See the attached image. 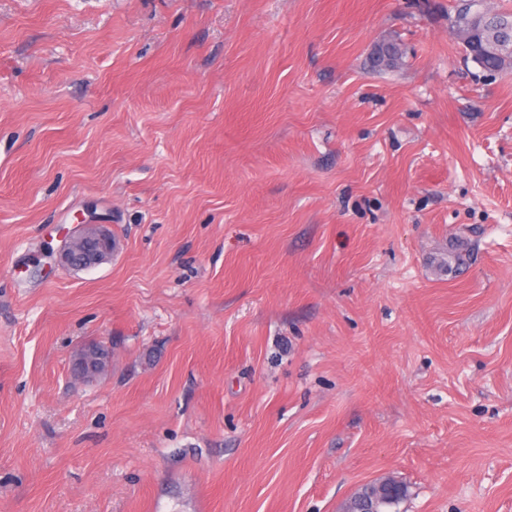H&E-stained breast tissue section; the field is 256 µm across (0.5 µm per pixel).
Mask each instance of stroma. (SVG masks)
<instances>
[{
    "mask_svg": "<svg viewBox=\"0 0 512 512\" xmlns=\"http://www.w3.org/2000/svg\"><path fill=\"white\" fill-rule=\"evenodd\" d=\"M456 4L0 0V512L385 478L512 512V68ZM82 224L113 249L81 269ZM483 34L474 36L472 42L468 43L469 49L466 53L471 62L476 64L483 72L488 74H495L503 70L506 65H503L497 56L485 54L483 52L484 42ZM87 241L95 242L98 247L91 261L87 258V255L78 253L81 245ZM111 252L112 239L102 229V224H86L82 232H79L64 244L61 250V259L68 264H87L102 260Z\"/></svg>",
    "mask_w": 512,
    "mask_h": 512,
    "instance_id": "stroma-1",
    "label": "stroma"
}]
</instances>
